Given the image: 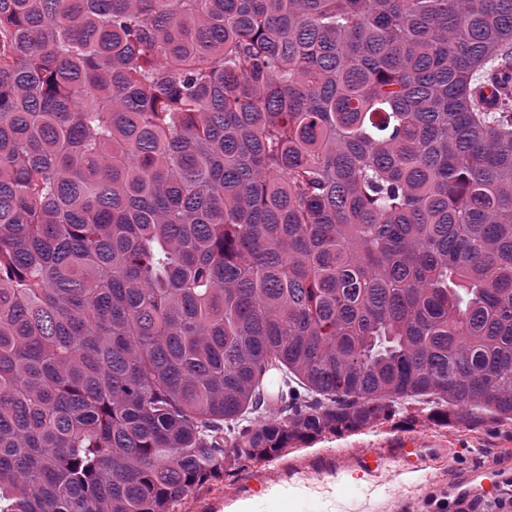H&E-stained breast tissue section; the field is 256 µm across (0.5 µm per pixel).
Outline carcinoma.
<instances>
[{
	"label": "carcinoma",
	"instance_id": "obj_1",
	"mask_svg": "<svg viewBox=\"0 0 512 512\" xmlns=\"http://www.w3.org/2000/svg\"><path fill=\"white\" fill-rule=\"evenodd\" d=\"M402 399L512 421V0H0V512Z\"/></svg>",
	"mask_w": 512,
	"mask_h": 512
}]
</instances>
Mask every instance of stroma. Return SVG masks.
<instances>
[{
	"instance_id": "1",
	"label": "stroma",
	"mask_w": 512,
	"mask_h": 512,
	"mask_svg": "<svg viewBox=\"0 0 512 512\" xmlns=\"http://www.w3.org/2000/svg\"><path fill=\"white\" fill-rule=\"evenodd\" d=\"M415 449L420 465L403 458ZM512 474V424L439 426L414 406H395L370 430L316 439L269 461H253L213 477L179 512H224L266 491L294 495V512H449L452 489L486 468ZM355 482H347V475Z\"/></svg>"
}]
</instances>
